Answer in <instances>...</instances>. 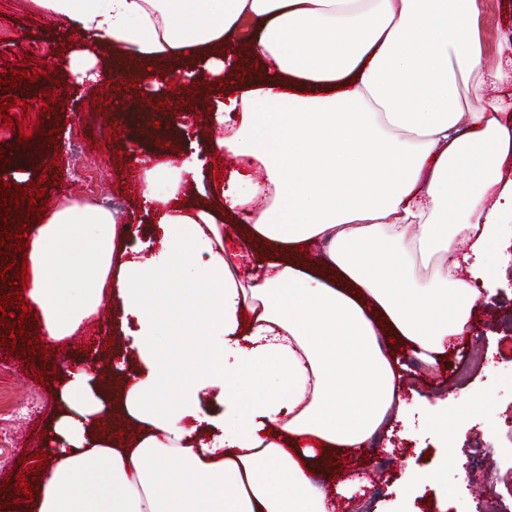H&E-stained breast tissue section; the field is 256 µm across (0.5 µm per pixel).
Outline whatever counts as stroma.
Returning <instances> with one entry per match:
<instances>
[{
  "label": "stroma",
  "instance_id": "35a3bbf8",
  "mask_svg": "<svg viewBox=\"0 0 512 512\" xmlns=\"http://www.w3.org/2000/svg\"><path fill=\"white\" fill-rule=\"evenodd\" d=\"M73 28L51 24L35 0H0V78L9 76V68L24 59L46 62L52 73L37 82L20 79L11 94L33 103L30 121L38 122L36 135L43 148L38 164L28 167L27 188L44 185L48 195L64 205H104L116 212L118 219L130 222L134 229L146 230L142 209L141 181L131 165L113 163L114 154L131 156L169 144L171 151L198 155L205 165L216 163L206 149L210 129L202 113L211 99L209 88L177 81L170 87L165 103L135 96L130 86L120 91L98 89L96 83H78L63 46ZM480 36L485 66H496L512 56V0H484ZM56 91L50 117L39 120L40 104L36 96ZM183 114L175 133L137 131L134 114L141 112ZM115 125L117 138H106L107 125ZM58 160L60 169L53 178L43 175L45 165ZM469 337L453 344L441 366L428 367L404 358L407 368L408 402H435L443 390H492L496 399L493 412L482 411L463 402L462 421L448 435L447 445H440L429 432L421 430L406 438H392L393 449L385 453L374 445L352 455L349 462L317 476L326 493L336 496L337 512H361L364 499L355 486L342 485V478L364 477L375 486L370 501L373 512H512V263L503 267L501 285L482 298ZM39 321L26 318L25 333L16 339V350L6 354L0 349V364L7 367L0 378V408L17 406L27 394H39L44 407L40 413L13 424L14 442L0 463V485L18 475V459L43 448L44 434L56 406L53 398L52 372L60 362L80 359L86 352L102 354L121 362L125 340L112 331L111 318L92 316L80 331V344L60 340L59 350L39 353ZM36 346L33 369H26L22 352ZM46 366L43 383L34 380L35 369ZM414 468L436 476L438 482L455 488L467 480L468 493L440 501L435 485L425 483L403 490L400 480L406 469Z\"/></svg>",
  "mask_w": 512,
  "mask_h": 512
}]
</instances>
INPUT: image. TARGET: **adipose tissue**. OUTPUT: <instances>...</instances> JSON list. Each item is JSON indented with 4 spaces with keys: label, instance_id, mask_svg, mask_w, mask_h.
I'll list each match as a JSON object with an SVG mask.
<instances>
[{
    "label": "adipose tissue",
    "instance_id": "ef3b65f1",
    "mask_svg": "<svg viewBox=\"0 0 512 512\" xmlns=\"http://www.w3.org/2000/svg\"><path fill=\"white\" fill-rule=\"evenodd\" d=\"M36 2L80 28L73 69L110 50L114 75L135 61L162 95L190 62L223 91L211 147L237 164L217 182L153 156L144 240L52 197L27 225L23 297L44 344L107 301L132 356L118 385L93 365L55 389L36 512H336L312 479L317 447L416 425L447 436L456 399L416 411L393 351L438 363L498 277L512 68L483 64L482 0ZM246 18L231 77L222 50ZM187 176L201 204L182 202Z\"/></svg>",
    "mask_w": 512,
    "mask_h": 512
}]
</instances>
